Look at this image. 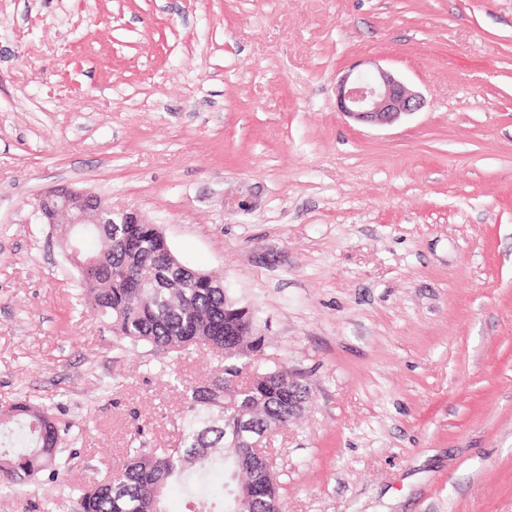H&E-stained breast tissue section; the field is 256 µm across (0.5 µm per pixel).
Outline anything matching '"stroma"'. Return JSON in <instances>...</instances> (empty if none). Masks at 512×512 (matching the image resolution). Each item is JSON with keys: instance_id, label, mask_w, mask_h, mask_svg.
<instances>
[{"instance_id": "1", "label": "stroma", "mask_w": 512, "mask_h": 512, "mask_svg": "<svg viewBox=\"0 0 512 512\" xmlns=\"http://www.w3.org/2000/svg\"><path fill=\"white\" fill-rule=\"evenodd\" d=\"M376 64L424 99L385 128L336 103ZM62 184L220 273L307 383L272 442L283 512H512V0H0V409L85 429L0 512H73L132 420L167 446L173 376L220 364L146 373L77 303L34 214Z\"/></svg>"}]
</instances>
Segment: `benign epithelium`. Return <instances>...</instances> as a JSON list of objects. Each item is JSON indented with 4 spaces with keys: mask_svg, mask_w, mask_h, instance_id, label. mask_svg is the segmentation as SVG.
I'll return each instance as SVG.
<instances>
[{
    "mask_svg": "<svg viewBox=\"0 0 512 512\" xmlns=\"http://www.w3.org/2000/svg\"><path fill=\"white\" fill-rule=\"evenodd\" d=\"M339 111L348 118L371 126H390L402 116L423 107L421 95L392 71L377 66L370 73L348 71L336 87ZM57 211L68 224H103L114 210L101 196L85 189L66 187L55 193Z\"/></svg>",
    "mask_w": 512,
    "mask_h": 512,
    "instance_id": "obj_1",
    "label": "benign epithelium"
}]
</instances>
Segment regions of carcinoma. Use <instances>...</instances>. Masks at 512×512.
Returning a JSON list of instances; mask_svg holds the SVG:
<instances>
[{
  "label": "carcinoma",
  "mask_w": 512,
  "mask_h": 512,
  "mask_svg": "<svg viewBox=\"0 0 512 512\" xmlns=\"http://www.w3.org/2000/svg\"><path fill=\"white\" fill-rule=\"evenodd\" d=\"M68 256L84 299L119 341L144 345L161 361L192 347L216 350L223 365L204 385H187L179 438L167 448L140 442L107 483L78 490L74 512H166L182 485L192 512H281L280 480L249 444L295 418L288 391L308 387L285 366L262 362L254 310L215 276L184 265L155 224L66 225ZM84 428L25 398L0 411V476L21 486L56 482L72 469Z\"/></svg>",
  "instance_id": "carcinoma-1"
}]
</instances>
